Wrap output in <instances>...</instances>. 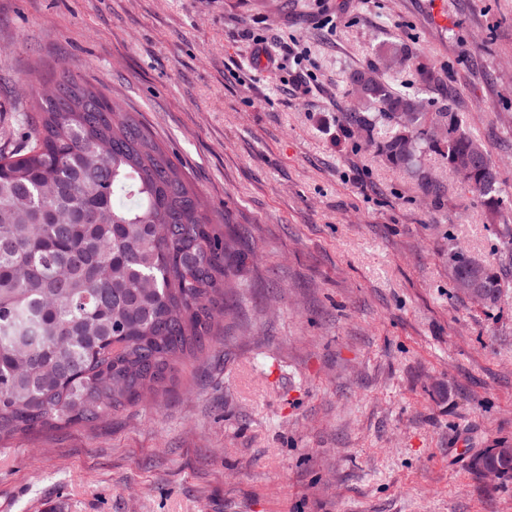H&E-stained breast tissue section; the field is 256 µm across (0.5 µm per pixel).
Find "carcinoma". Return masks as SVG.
<instances>
[{"label":"carcinoma","instance_id":"obj_1","mask_svg":"<svg viewBox=\"0 0 512 512\" xmlns=\"http://www.w3.org/2000/svg\"><path fill=\"white\" fill-rule=\"evenodd\" d=\"M382 52L438 83L420 54L393 42ZM350 80L361 106L345 113L395 169L423 190L440 187L427 153L451 171L472 169L469 190L504 219L500 174L467 133L453 97L425 112L375 69ZM57 98H35L26 145L0 146V447L35 433L93 427L167 390L232 312L228 282L242 263L229 226L215 222L180 167L102 84L67 74ZM399 112L411 122H395ZM447 136L428 135L434 125ZM127 200L118 204L115 199ZM454 279L501 293L493 265L448 248Z\"/></svg>","mask_w":512,"mask_h":512}]
</instances>
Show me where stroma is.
<instances>
[{
  "instance_id": "1",
  "label": "stroma",
  "mask_w": 512,
  "mask_h": 512,
  "mask_svg": "<svg viewBox=\"0 0 512 512\" xmlns=\"http://www.w3.org/2000/svg\"><path fill=\"white\" fill-rule=\"evenodd\" d=\"M371 65L426 111L453 96L512 200V0H0V142L31 86L103 83L246 256L160 399L0 447V512H512V478L470 469L512 442L502 226L436 156L435 198L345 132ZM452 245L500 266L497 301L457 293ZM382 52L387 56L395 57L401 63L412 61L415 65L419 80L423 85L430 87L432 84L438 83L439 79L436 72L420 60L421 55L419 53L413 52L412 50L409 51L404 45L393 42L384 44Z\"/></svg>"
}]
</instances>
